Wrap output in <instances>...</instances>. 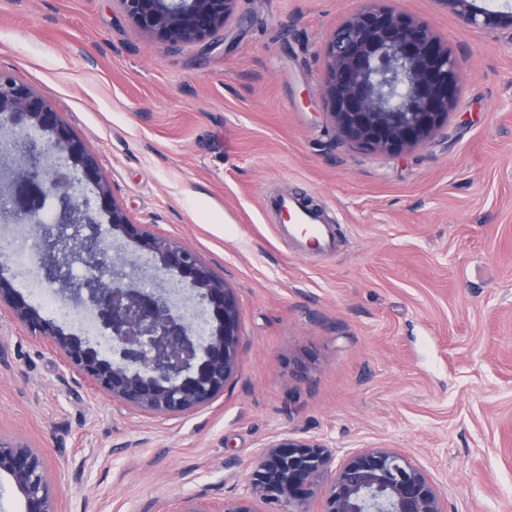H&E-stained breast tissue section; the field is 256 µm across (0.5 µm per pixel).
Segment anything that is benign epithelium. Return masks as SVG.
<instances>
[{
  "instance_id": "1",
  "label": "benign epithelium",
  "mask_w": 512,
  "mask_h": 512,
  "mask_svg": "<svg viewBox=\"0 0 512 512\" xmlns=\"http://www.w3.org/2000/svg\"><path fill=\"white\" fill-rule=\"evenodd\" d=\"M125 15L158 41L208 45L224 28L237 0H117ZM472 26L512 29V11H491L473 0H438ZM328 107L341 134L367 149L397 154L427 141L456 104L461 72L448 45L427 24L386 9L366 8L344 21L323 48ZM21 132L28 180L61 203V225L31 262L14 263L13 243L0 240V305L31 336L49 341L68 368L95 390L126 407L173 417L210 405L224 393L237 368L239 303L224 280L183 242L130 221L100 171L98 156L76 138L59 113L28 87L0 72V126ZM83 181L97 206L72 194ZM145 253L157 273L176 278L155 294L123 282L127 258L112 255V283L93 274L76 282L70 262L80 258L95 271L102 249L100 216ZM10 266L12 279L1 269ZM39 265L58 311L88 293L102 324V341L119 355L100 356L88 340L65 332L17 293L12 280ZM187 286L192 305L173 314L170 299ZM325 443L277 435L258 450L247 495L206 509L191 499L180 512H257L256 502L276 512H310L317 483L330 476L320 512H445L429 474L394 448H366L334 464ZM9 476L23 512H59L55 484L43 455L17 437L0 435V474Z\"/></svg>"
}]
</instances>
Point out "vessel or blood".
Wrapping results in <instances>:
<instances>
[{
	"label": "vessel or blood",
	"mask_w": 512,
	"mask_h": 512,
	"mask_svg": "<svg viewBox=\"0 0 512 512\" xmlns=\"http://www.w3.org/2000/svg\"><path fill=\"white\" fill-rule=\"evenodd\" d=\"M277 207L287 217L286 224L277 228L281 237L299 248L308 246L325 254L335 251L336 239L331 226L324 224L321 213L307 207L302 197L279 199Z\"/></svg>",
	"instance_id": "b4317fda"
}]
</instances>
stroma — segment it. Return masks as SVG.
Here are the masks:
<instances>
[{
    "mask_svg": "<svg viewBox=\"0 0 512 512\" xmlns=\"http://www.w3.org/2000/svg\"><path fill=\"white\" fill-rule=\"evenodd\" d=\"M366 0H237L212 48L168 46L117 0H0V72L29 87L101 164L133 223L192 247L239 300L223 395L154 416L60 384L61 356L0 307V433L42 453L61 512H179L244 496L282 433L337 457L394 448L446 512H512V30L438 0H375L425 22L459 61L446 122L398 154L346 142L322 50ZM0 157V238L41 199ZM306 195L335 254L298 255L267 201ZM128 282H158L115 233Z\"/></svg>",
    "mask_w": 512,
    "mask_h": 512,
    "instance_id": "35a3bbf8",
    "label": "stroma"
}]
</instances>
